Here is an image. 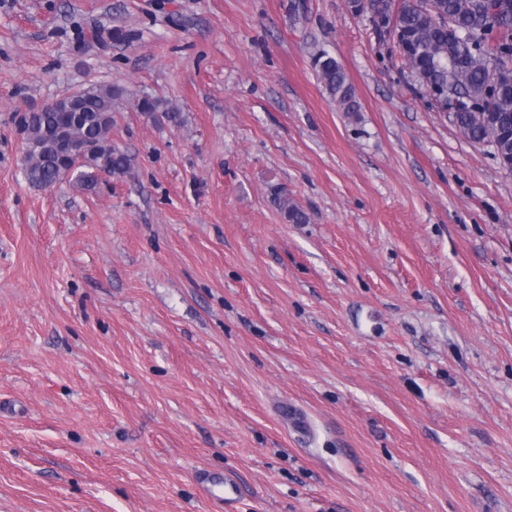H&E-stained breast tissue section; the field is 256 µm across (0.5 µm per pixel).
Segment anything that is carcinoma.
I'll return each mask as SVG.
<instances>
[{"label": "carcinoma", "instance_id": "1", "mask_svg": "<svg viewBox=\"0 0 512 512\" xmlns=\"http://www.w3.org/2000/svg\"><path fill=\"white\" fill-rule=\"evenodd\" d=\"M395 32L407 46L404 64L414 74L468 99L454 124L474 143H496L503 156H512V0H402ZM318 81L339 108L353 115L360 104L345 69L324 50L313 54ZM122 90L90 85L73 94L81 122L66 134L92 139L97 151L75 165L59 157L48 131L56 123L50 110L30 113L23 122L21 165L34 186H49L65 179L86 190L107 172L127 174L128 155L112 148L113 106ZM273 202L293 224H305L308 215L288 199L285 189H273Z\"/></svg>", "mask_w": 512, "mask_h": 512}]
</instances>
